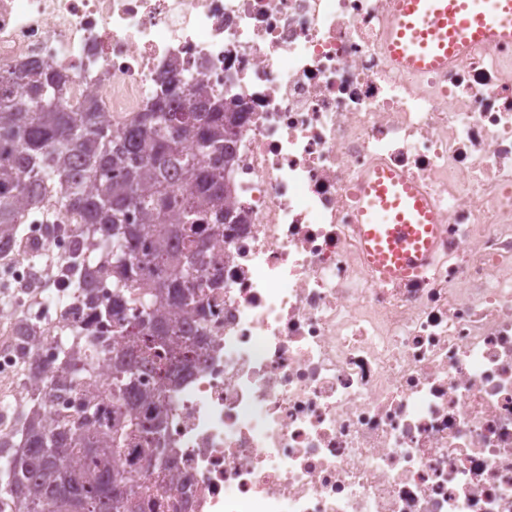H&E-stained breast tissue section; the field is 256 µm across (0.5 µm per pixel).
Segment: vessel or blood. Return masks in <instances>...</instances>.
<instances>
[{"instance_id":"vessel-or-blood-1","label":"vessel or blood","mask_w":512,"mask_h":512,"mask_svg":"<svg viewBox=\"0 0 512 512\" xmlns=\"http://www.w3.org/2000/svg\"><path fill=\"white\" fill-rule=\"evenodd\" d=\"M392 7L387 49L401 71L447 68L477 43L512 44V0H393ZM438 229L420 185L379 169L363 176L355 231L380 281L424 271L435 257Z\"/></svg>"}]
</instances>
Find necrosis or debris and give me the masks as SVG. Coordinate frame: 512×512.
Here are the masks:
<instances>
[{
	"label": "necrosis or debris",
	"mask_w": 512,
	"mask_h": 512,
	"mask_svg": "<svg viewBox=\"0 0 512 512\" xmlns=\"http://www.w3.org/2000/svg\"><path fill=\"white\" fill-rule=\"evenodd\" d=\"M391 0H0V87L31 66L121 128L175 76L240 100L199 350L167 386L174 487L154 512H512V46L398 72ZM424 184L434 263L383 283L354 231L361 178ZM54 203L0 250V432L87 321ZM36 325L32 343L20 328Z\"/></svg>",
	"instance_id": "obj_1"
}]
</instances>
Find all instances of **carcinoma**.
I'll use <instances>...</instances> for the list:
<instances>
[{"label": "carcinoma", "instance_id": "1", "mask_svg": "<svg viewBox=\"0 0 512 512\" xmlns=\"http://www.w3.org/2000/svg\"><path fill=\"white\" fill-rule=\"evenodd\" d=\"M28 75L20 101L0 99V242L21 241L47 199L64 201L80 220L79 246L108 251L112 299H100L95 272L82 276L94 323L60 343L58 365L14 434L0 438V498L14 512H68L73 502L80 512H142L112 460L137 437L152 470L170 469L171 449L159 447L162 411L146 416L141 406L156 401L171 365L193 359L183 325L200 311L187 283L222 240L220 225L243 222L223 206L243 113L224 111L223 98L195 84L192 103L164 91L152 102L158 111L115 130L104 113L64 102L66 74L40 65ZM101 359L112 363L107 383L96 377ZM144 371L154 387L142 383ZM79 388L80 414L47 426L46 403ZM169 491L155 482L145 497L157 503Z\"/></svg>", "mask_w": 512, "mask_h": 512}]
</instances>
